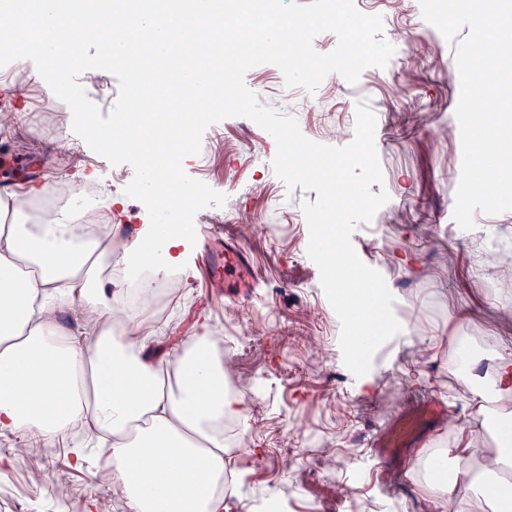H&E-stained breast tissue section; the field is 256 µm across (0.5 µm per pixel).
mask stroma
I'll use <instances>...</instances> for the list:
<instances>
[{"mask_svg":"<svg viewBox=\"0 0 512 512\" xmlns=\"http://www.w3.org/2000/svg\"><path fill=\"white\" fill-rule=\"evenodd\" d=\"M375 9L385 29L411 31L419 52L367 68L357 83L320 87L299 124L306 138L342 147L354 138L363 104L382 132L375 142L382 182L371 187L388 195L373 217L378 237L367 243L360 226L351 242L383 275L408 332L376 351L366 375L344 364L341 323L307 252L300 215L316 192L288 190L253 159L274 158L275 139L229 117L203 133L215 143L209 163L184 165L186 175L224 192L251 188L237 195L229 222L257 270V288L247 297L220 282L208 290L187 267V297L163 338L165 348L178 347L203 316L224 329L225 364L246 396L243 417L224 430V481L233 488L224 512H265L273 502L280 512H379L384 501L395 512H489L490 498L475 485H460L450 504L430 497L426 454L442 453L459 472L482 470L480 454H463L484 419L482 400L450 360L463 338L477 350L512 344V278L448 239L462 164L455 43L430 33L404 0H377ZM40 133V183L62 173L74 181L87 169L110 183L105 158L91 151L88 168L61 169L60 128L46 124ZM406 421L409 438L387 446L385 434ZM97 455L67 443L47 456L0 436V512H127L111 484L98 480Z\"/></svg>","mask_w":512,"mask_h":512,"instance_id":"obj_1","label":"stroma"}]
</instances>
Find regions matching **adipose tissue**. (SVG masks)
<instances>
[{
  "label": "adipose tissue",
  "instance_id": "ef3b65f1",
  "mask_svg": "<svg viewBox=\"0 0 512 512\" xmlns=\"http://www.w3.org/2000/svg\"><path fill=\"white\" fill-rule=\"evenodd\" d=\"M19 195H0V433L28 448H53L81 424L112 461L127 512H224V420L244 401L224 387L210 350L211 324L188 345L153 353L128 289L106 267L135 275L160 241L166 265L184 268L189 238L165 224L134 229L120 249L75 236L65 216L19 223ZM64 294L82 331L61 324ZM488 396L512 397V346L488 363L457 365Z\"/></svg>",
  "mask_w": 512,
  "mask_h": 512
}]
</instances>
